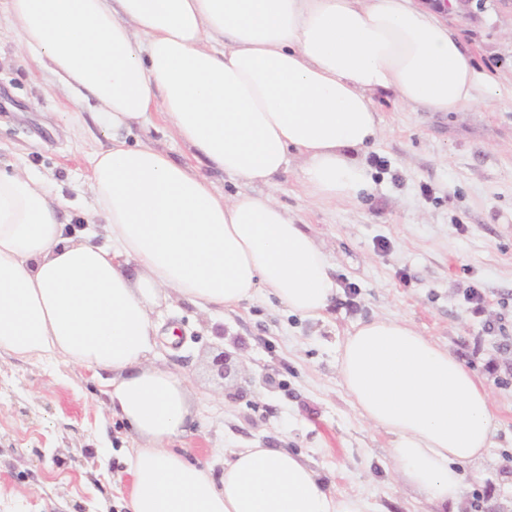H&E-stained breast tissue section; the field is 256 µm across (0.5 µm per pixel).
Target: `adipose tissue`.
<instances>
[{
  "mask_svg": "<svg viewBox=\"0 0 512 512\" xmlns=\"http://www.w3.org/2000/svg\"><path fill=\"white\" fill-rule=\"evenodd\" d=\"M20 47L73 102H95L112 143L92 160L108 244L71 236L49 181L0 168V355L108 370V408L138 438L128 512H373L325 488L302 456L243 446L214 478L170 449L194 422L186 377L155 364L157 308L177 298L232 311L258 293L324 318L328 254L278 201L292 158L316 203L371 187L360 160L379 138L375 97L431 112L512 103L420 0H0ZM208 166L125 132L150 113ZM358 415L391 437L398 479L456 502L463 465L493 450L490 396L458 359L405 321L373 316L339 347Z\"/></svg>",
  "mask_w": 512,
  "mask_h": 512,
  "instance_id": "ef3b65f1",
  "label": "adipose tissue"
}]
</instances>
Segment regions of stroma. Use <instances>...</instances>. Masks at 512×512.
Masks as SVG:
<instances>
[{
	"instance_id": "obj_1",
	"label": "stroma",
	"mask_w": 512,
	"mask_h": 512,
	"mask_svg": "<svg viewBox=\"0 0 512 512\" xmlns=\"http://www.w3.org/2000/svg\"><path fill=\"white\" fill-rule=\"evenodd\" d=\"M477 63L512 91V5L485 0L448 17ZM0 22V161L51 180L67 200L71 234L102 233L89 174L109 132L79 124L53 76L15 59ZM383 133L366 151L372 188L359 201L314 203L293 159L276 196L328 253L336 296L326 319L288 314L259 295L234 313L171 301L156 319L176 326L158 366L198 394L197 420L181 441L224 473V452L244 443L303 455L326 486L367 498L377 512H512V105L430 112L376 97ZM130 142L179 163L195 157L155 119ZM485 300L475 305L470 289ZM375 315L410 323L448 348L490 394L501 430L491 458L465 469L455 503L426 500L399 481L388 436L366 423L340 385L337 345ZM231 357L227 374L213 365ZM137 440L112 419L90 370L63 359L0 357V512H125L127 450Z\"/></svg>"
}]
</instances>
